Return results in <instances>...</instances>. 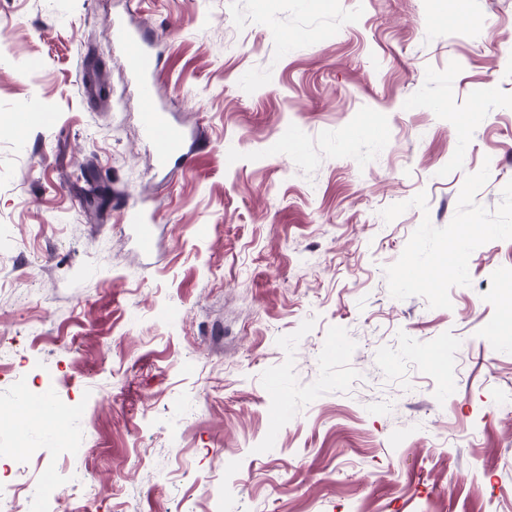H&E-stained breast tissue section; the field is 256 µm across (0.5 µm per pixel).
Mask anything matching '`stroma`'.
I'll list each match as a JSON object with an SVG mask.
<instances>
[{
    "label": "stroma",
    "instance_id": "35a3bbf8",
    "mask_svg": "<svg viewBox=\"0 0 512 512\" xmlns=\"http://www.w3.org/2000/svg\"><path fill=\"white\" fill-rule=\"evenodd\" d=\"M113 19L191 165L157 168ZM465 224L460 274L404 284ZM511 300L512 0H0V409L74 408L0 490L50 468L44 512H512V343L486 338ZM111 28L113 39L118 41L121 46H129L133 49L128 57L129 71L135 80L140 97L145 100L156 99L157 60L146 47H139L145 43L142 34L114 22L111 24ZM123 216L126 224L134 225L135 233L142 249L149 251L154 237L153 220L144 216L135 208H126Z\"/></svg>",
    "mask_w": 512,
    "mask_h": 512
}]
</instances>
